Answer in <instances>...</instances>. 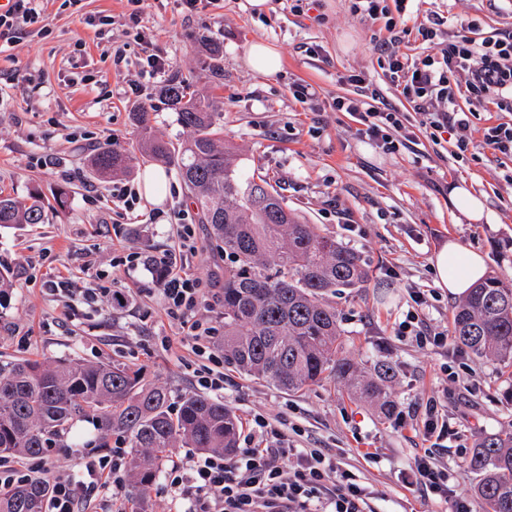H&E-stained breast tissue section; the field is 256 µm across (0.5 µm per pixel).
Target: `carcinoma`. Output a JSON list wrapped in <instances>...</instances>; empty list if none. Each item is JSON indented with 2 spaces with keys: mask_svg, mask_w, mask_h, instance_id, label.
Here are the masks:
<instances>
[{
  "mask_svg": "<svg viewBox=\"0 0 512 512\" xmlns=\"http://www.w3.org/2000/svg\"><path fill=\"white\" fill-rule=\"evenodd\" d=\"M163 95L191 137L177 147L151 124L148 112H136V150L176 166L202 220L224 244V337L217 344L224 363L293 394L337 379L381 414L394 413L386 392L394 367L379 361L367 372L344 355L340 319L326 301L342 288L367 286L361 255L301 222L269 180L242 170L224 147L216 101L196 96L181 82L168 85ZM133 159L130 151L103 147L91 166L106 176ZM42 212L38 197L22 207L0 194V226L39 224ZM451 340L479 359L511 362L512 280L491 275L471 289L452 313ZM80 420L95 424V448L108 447L114 434L128 440L131 512H151L148 492L166 449L230 453L242 425L223 401L202 393L185 394L172 413L167 389L146 382L129 365L75 358L0 361V454L34 458L65 448ZM470 468L487 512H512V431L483 439ZM48 486L40 477L0 489V512H43Z\"/></svg>",
  "mask_w": 512,
  "mask_h": 512,
  "instance_id": "1",
  "label": "carcinoma"
}]
</instances>
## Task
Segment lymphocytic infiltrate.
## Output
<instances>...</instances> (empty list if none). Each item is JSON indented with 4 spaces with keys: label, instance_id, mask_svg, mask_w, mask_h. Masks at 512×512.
I'll list each match as a JSON object with an SVG mask.
<instances>
[{
    "label": "lymphocytic infiltrate",
    "instance_id": "lymphocytic-infiltrate-1",
    "mask_svg": "<svg viewBox=\"0 0 512 512\" xmlns=\"http://www.w3.org/2000/svg\"><path fill=\"white\" fill-rule=\"evenodd\" d=\"M351 11L368 21L384 18L387 39L384 69L410 112L379 104L376 94L359 75L348 76L353 95L337 97V111L350 114L359 133L393 152L413 143L417 131L432 141L453 133L458 149H466L471 131L488 103L505 113L504 121L484 126L483 143L494 155L512 159V32L476 41L464 34L450 35L436 55L412 58L391 46L407 33L411 0H351ZM465 104H458V94ZM169 274L157 291L182 341L200 358L196 368L201 388L220 392L224 372L209 343L215 334L211 320L200 318L210 309L209 291L187 266L177 265L171 253L154 258ZM123 448L100 456L85 455L76 473L56 476L44 503V512H88L102 492L121 496L126 483ZM410 478L422 492L448 497V471L432 451L416 456ZM160 493L185 503L184 512H367V494L355 473L344 468L325 448L294 447L283 424L256 417L243 448L234 454L193 453L172 462L164 471Z\"/></svg>",
    "mask_w": 512,
    "mask_h": 512
}]
</instances>
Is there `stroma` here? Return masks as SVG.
Listing matches in <instances>:
<instances>
[{"instance_id": "35a3bbf8", "label": "stroma", "mask_w": 512, "mask_h": 512, "mask_svg": "<svg viewBox=\"0 0 512 512\" xmlns=\"http://www.w3.org/2000/svg\"><path fill=\"white\" fill-rule=\"evenodd\" d=\"M318 2L317 11L299 14L287 0H268L267 11L255 15L247 0H198L192 12L177 0L73 6L39 0L37 22L0 50V193L23 204L37 195L45 204L43 223L0 227V269L13 281L9 302L0 307V357L119 361L173 397L196 391L197 360L176 337L150 260L174 253L204 284L220 289L224 246L203 224L173 166L165 168L166 199L138 200L131 224L112 190L136 187L149 158L104 177L88 163L107 144L135 149L132 115L140 110L173 143L188 140L189 130L160 94L183 81L219 101L224 139L244 168L267 175L301 220L362 254L367 287L332 298L343 350L365 369L379 361L395 365L388 393L404 418H382L330 379L290 394L229 368L225 404L246 421L260 414L285 423L295 447L331 449L355 467L372 512H446L457 499L482 512L469 461L476 442L512 430V365L422 348L395 330L419 288L428 292V324L450 329L457 300L436 287L429 265L447 239L484 254L489 272L512 277V160L484 148L478 129L461 158L454 143L434 144L422 132L394 153L359 136L355 120L333 108L336 96L353 92L345 76L363 75L384 100L405 112L410 106L369 41L383 20H360L349 0ZM435 14L450 32L476 40L512 31V0H420L400 52L434 53L419 29ZM257 39L280 51L279 73L262 76L245 66L244 52ZM210 41L221 49L215 77L207 69ZM151 53L169 63L153 78L141 73ZM292 82L313 85L315 101H296L288 92ZM460 182L483 195L495 223L474 224L455 211L449 193ZM180 211L193 222L197 253L181 246L173 224ZM55 275L68 278L73 292L49 290ZM115 291L125 304L112 299ZM431 396L449 426L446 447L434 452L451 476L444 502L403 480L428 446L411 411Z\"/></svg>"}]
</instances>
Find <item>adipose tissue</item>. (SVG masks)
<instances>
[{"mask_svg": "<svg viewBox=\"0 0 512 512\" xmlns=\"http://www.w3.org/2000/svg\"><path fill=\"white\" fill-rule=\"evenodd\" d=\"M429 264L436 285L450 295L461 296L487 274V263L480 252L463 247L448 239L430 257Z\"/></svg>", "mask_w": 512, "mask_h": 512, "instance_id": "adipose-tissue-1", "label": "adipose tissue"}]
</instances>
